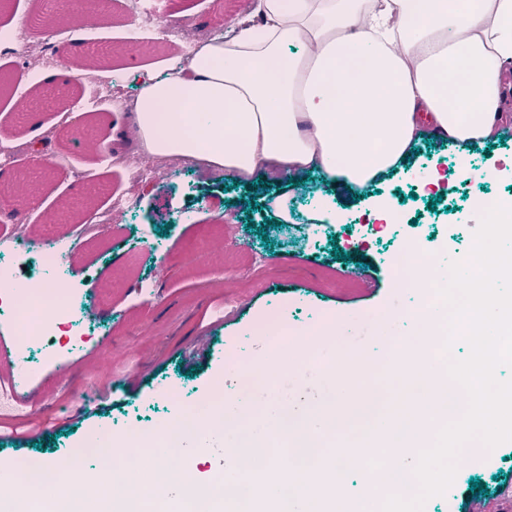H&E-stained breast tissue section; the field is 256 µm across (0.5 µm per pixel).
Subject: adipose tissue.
<instances>
[{"label":"adipose tissue","mask_w":512,"mask_h":512,"mask_svg":"<svg viewBox=\"0 0 512 512\" xmlns=\"http://www.w3.org/2000/svg\"><path fill=\"white\" fill-rule=\"evenodd\" d=\"M468 66V85L451 73ZM512 69V0H257L230 37L199 41L158 75L127 71L135 150L187 159L239 184L270 171L330 187H363L398 171L413 147L443 140L458 153L497 141ZM142 464L108 471L112 512H140L137 490L168 497L187 486L169 466L167 436L137 444ZM54 483L56 512H85L99 472Z\"/></svg>","instance_id":"obj_1"}]
</instances>
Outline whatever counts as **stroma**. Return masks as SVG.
<instances>
[{
	"mask_svg": "<svg viewBox=\"0 0 512 512\" xmlns=\"http://www.w3.org/2000/svg\"><path fill=\"white\" fill-rule=\"evenodd\" d=\"M136 0H94L96 23L79 21L71 7L47 29L32 19L46 0H12L0 12V27L14 23L25 41L37 42L43 68L64 71L68 81L41 83L33 103L45 117L73 110L71 128L40 147L54 156L55 169L40 182L22 179L35 156L1 168L0 185L16 193H33L46 202L40 214L0 203V239L11 225L27 224L34 246L71 236L76 221L95 211L113 214L107 229L81 239L66 269V285L75 304L90 321L83 346L67 352V336L56 338V362L41 350L30 359L34 374L25 388L33 402L20 401L0 412V457L21 461L35 454L53 461L69 456L89 435L111 433L120 441L137 432L160 433L176 418L188 416L198 397L238 387L240 378L227 372L230 356H240L245 375L265 360L268 342L259 329L267 320L298 332L331 320H349L353 344L364 345L376 313L416 308L429 302L428 291L410 293L395 285L393 260L399 247L423 258L447 256L468 260L476 224L483 212L475 200L489 195L512 201V130L501 145L472 144L466 155L444 142L422 148L409 163L437 172L436 186L425 187L404 173L362 188H338L336 210L343 223L312 227L303 246L292 247L277 235L262 236L276 221L275 201L288 204L289 223H306L328 192L319 174L301 184L268 173L254 183L227 186L216 175H199L193 164L179 169L142 160L145 180L131 188L125 171L101 161L89 141L75 133L93 127L107 139L113 127L131 126L130 112L112 109L115 95L131 99L139 89L121 78L134 65L165 67L185 52L181 37L151 38L140 23ZM254 0H161L156 13L178 15L207 36L223 34L227 22L252 9ZM154 41L151 52L133 51V44ZM496 177H484L488 168ZM441 203H434L435 195ZM385 201L405 213L404 224L377 219L369 200ZM344 259H336V252ZM107 404L90 418L74 421L76 408L97 394ZM67 420L68 428L43 436L23 430L26 422L46 417ZM488 488L477 512H496L504 494L512 493V446L485 452L457 472L444 494L435 496V512H468L469 482Z\"/></svg>",
	"mask_w": 512,
	"mask_h": 512,
	"instance_id": "1",
	"label": "stroma"
}]
</instances>
